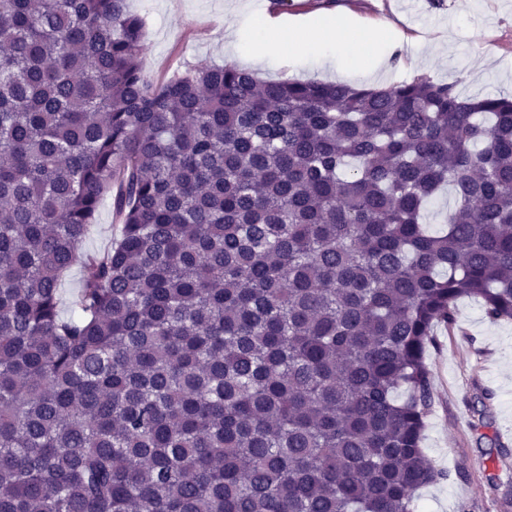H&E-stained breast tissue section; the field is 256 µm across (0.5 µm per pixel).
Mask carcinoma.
Masks as SVG:
<instances>
[{
  "instance_id": "1",
  "label": "carcinoma",
  "mask_w": 512,
  "mask_h": 512,
  "mask_svg": "<svg viewBox=\"0 0 512 512\" xmlns=\"http://www.w3.org/2000/svg\"><path fill=\"white\" fill-rule=\"evenodd\" d=\"M144 32L0 0V512H416L432 329L512 320V99L158 87ZM94 233L86 242V249L89 251L103 250L117 234L116 225L112 223V200L106 197L98 212L97 223Z\"/></svg>"
}]
</instances>
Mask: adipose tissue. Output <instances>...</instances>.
<instances>
[{
	"label": "adipose tissue",
	"mask_w": 512,
	"mask_h": 512,
	"mask_svg": "<svg viewBox=\"0 0 512 512\" xmlns=\"http://www.w3.org/2000/svg\"><path fill=\"white\" fill-rule=\"evenodd\" d=\"M260 40L261 48L250 55L255 65L271 64L286 53L303 57L333 55L342 61L337 68L341 75L357 71L378 73L387 67L398 45L389 29L365 33L359 31L356 22L343 15L320 24L271 19Z\"/></svg>",
	"instance_id": "1"
}]
</instances>
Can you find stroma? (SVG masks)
I'll return each instance as SVG.
<instances>
[{"label": "stroma", "mask_w": 512, "mask_h": 512, "mask_svg": "<svg viewBox=\"0 0 512 512\" xmlns=\"http://www.w3.org/2000/svg\"><path fill=\"white\" fill-rule=\"evenodd\" d=\"M227 0H132L146 22L142 64L157 83L188 67L234 63L247 67L261 19L345 13L365 25L387 22L402 35L390 66L379 76H350L358 88L390 86L419 75L453 84L473 96L512 98V0H288L282 6L251 0L248 11L227 13ZM237 29L242 53L225 52L226 23ZM266 80L336 79V67L283 56L257 69ZM428 352L434 403L423 446L448 470L447 481L419 493V512H512V321L492 322L478 301L458 300L452 326H437ZM489 393L490 430L505 456H491L472 427L473 405Z\"/></svg>", "instance_id": "35a3bbf8"}]
</instances>
